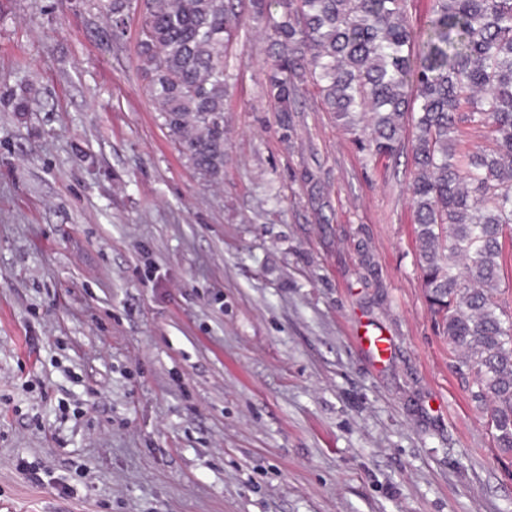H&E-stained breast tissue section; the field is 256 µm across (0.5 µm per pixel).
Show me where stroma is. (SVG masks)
Here are the masks:
<instances>
[{
    "label": "stroma",
    "mask_w": 512,
    "mask_h": 512,
    "mask_svg": "<svg viewBox=\"0 0 512 512\" xmlns=\"http://www.w3.org/2000/svg\"><path fill=\"white\" fill-rule=\"evenodd\" d=\"M109 24L104 0H0V512H512V452L426 299L406 158L315 88L275 112L251 20L203 182L138 15L105 47Z\"/></svg>",
    "instance_id": "obj_1"
}]
</instances>
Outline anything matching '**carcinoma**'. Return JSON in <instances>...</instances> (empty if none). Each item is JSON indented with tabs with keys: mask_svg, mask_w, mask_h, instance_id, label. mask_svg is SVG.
Here are the masks:
<instances>
[{
	"mask_svg": "<svg viewBox=\"0 0 512 512\" xmlns=\"http://www.w3.org/2000/svg\"><path fill=\"white\" fill-rule=\"evenodd\" d=\"M112 40L141 15L137 62L164 126L206 182L224 173L228 49L264 21L268 97L288 113L305 86L391 157L410 146L415 239L427 300L460 352L498 448L512 451V310L499 300L512 230V0H432L417 30L408 0H108ZM483 140L470 144L472 135Z\"/></svg>",
	"mask_w": 512,
	"mask_h": 512,
	"instance_id": "cac0c4a2",
	"label": "carcinoma"
}]
</instances>
